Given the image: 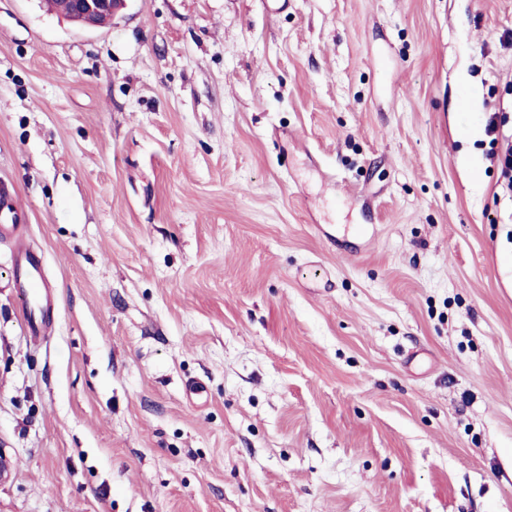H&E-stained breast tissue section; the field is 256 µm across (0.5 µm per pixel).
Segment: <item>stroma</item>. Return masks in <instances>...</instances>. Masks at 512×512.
<instances>
[{
    "instance_id": "obj_1",
    "label": "stroma",
    "mask_w": 512,
    "mask_h": 512,
    "mask_svg": "<svg viewBox=\"0 0 512 512\" xmlns=\"http://www.w3.org/2000/svg\"><path fill=\"white\" fill-rule=\"evenodd\" d=\"M512 0H0V512H512ZM504 124L491 142V114ZM75 3V10L71 15V21L74 22H85L86 19L89 18L90 15L100 12L96 15L94 22L96 25H100L105 23L108 20L112 19V12L122 3L123 0H119V2H112V11L104 10V7L109 6L111 0H72ZM7 197L9 204L3 208L0 199V239H9L13 244V288L22 302L29 335L40 340L53 330L55 297L45 276L43 257L19 236L22 224L15 223H20V216L12 205L10 192Z\"/></svg>"
}]
</instances>
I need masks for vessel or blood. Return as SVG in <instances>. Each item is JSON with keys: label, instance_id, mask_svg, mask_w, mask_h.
Instances as JSON below:
<instances>
[{"label": "vessel or blood", "instance_id": "1", "mask_svg": "<svg viewBox=\"0 0 512 512\" xmlns=\"http://www.w3.org/2000/svg\"><path fill=\"white\" fill-rule=\"evenodd\" d=\"M19 220L13 205L0 208V239L13 244V287L22 302L28 333L39 340L53 330L55 297L45 276L41 253L18 234Z\"/></svg>", "mask_w": 512, "mask_h": 512}]
</instances>
